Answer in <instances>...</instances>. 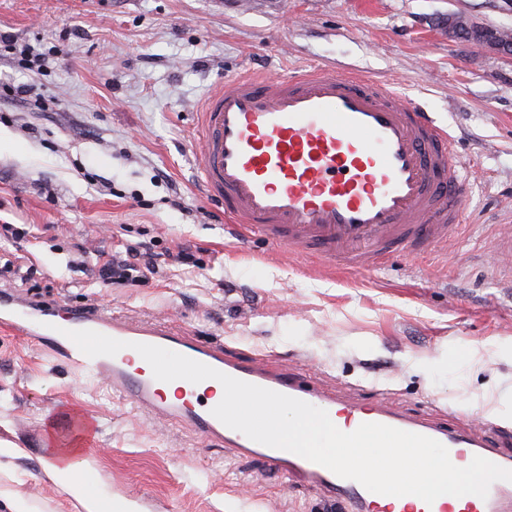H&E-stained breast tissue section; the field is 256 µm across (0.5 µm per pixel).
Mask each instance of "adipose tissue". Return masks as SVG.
Returning <instances> with one entry per match:
<instances>
[{"mask_svg": "<svg viewBox=\"0 0 512 512\" xmlns=\"http://www.w3.org/2000/svg\"><path fill=\"white\" fill-rule=\"evenodd\" d=\"M64 459L62 465L54 467V480L82 504L86 512H139L136 501L131 499L113 500L109 491L93 490L85 483L83 467L78 459L79 451L75 448H64L60 451Z\"/></svg>", "mask_w": 512, "mask_h": 512, "instance_id": "ef3b65f1", "label": "adipose tissue"}]
</instances>
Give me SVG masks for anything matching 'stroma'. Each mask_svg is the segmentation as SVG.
<instances>
[{"label": "stroma", "mask_w": 512, "mask_h": 512, "mask_svg": "<svg viewBox=\"0 0 512 512\" xmlns=\"http://www.w3.org/2000/svg\"><path fill=\"white\" fill-rule=\"evenodd\" d=\"M457 15L512 30L504 0H0V286L161 316L363 398L449 405L512 429V56L449 37ZM34 64L17 63L20 50ZM326 66L386 79L446 122L469 166L447 248L329 268L237 239L201 190L193 142L218 81ZM180 199L173 207L172 199ZM151 243L191 265L100 284L96 256ZM93 415L87 478L142 512H331L303 486L145 419L99 380L0 332V487L35 512H85L50 475L51 434Z\"/></svg>", "instance_id": "obj_1"}]
</instances>
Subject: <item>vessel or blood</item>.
<instances>
[{
  "instance_id": "1",
  "label": "vessel or blood",
  "mask_w": 512,
  "mask_h": 512,
  "mask_svg": "<svg viewBox=\"0 0 512 512\" xmlns=\"http://www.w3.org/2000/svg\"><path fill=\"white\" fill-rule=\"evenodd\" d=\"M194 154L208 197L221 201L240 235L332 266L365 268L395 252L447 243L462 218L464 167L446 126L383 81L313 68L275 81L250 73L224 79L205 99ZM93 330L125 342L115 356L90 357L67 338ZM0 331L46 352L62 365L104 381L113 395L149 420L191 432L206 446L256 462L297 482L337 512H512V482L497 481L487 498L421 506L389 501L292 452L257 443L211 413L212 389L183 382L167 395L135 351L160 346L242 381L303 400L343 417L349 430L379 423L433 438L453 464L481 456L512 469L496 424L442 407L398 409L383 399L346 398L293 369L225 351L157 318L29 299L0 289ZM69 445L86 447L93 416L69 414Z\"/></svg>"
}]
</instances>
